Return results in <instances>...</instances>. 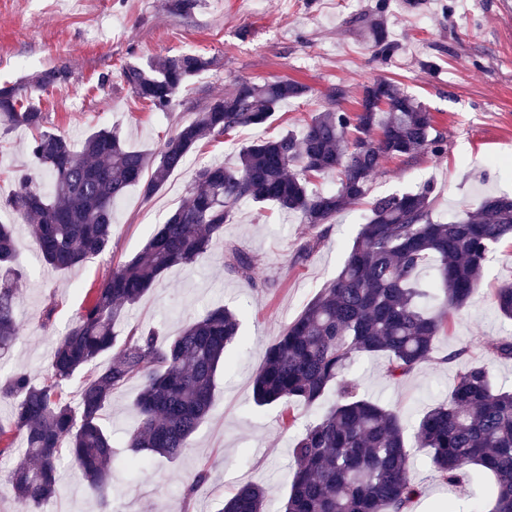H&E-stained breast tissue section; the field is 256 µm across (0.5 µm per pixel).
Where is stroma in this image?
<instances>
[{"label": "stroma", "mask_w": 512, "mask_h": 512, "mask_svg": "<svg viewBox=\"0 0 512 512\" xmlns=\"http://www.w3.org/2000/svg\"><path fill=\"white\" fill-rule=\"evenodd\" d=\"M503 0H197L190 11L170 12L168 0H0V83H14L52 67L67 66L68 79L33 95L49 129L81 142L100 128H118L127 144L157 150L178 123L192 118L211 97L239 79L263 83L292 79L308 93L288 101L264 124L242 127L217 140L201 141L185 165L174 171L151 198L129 189L113 209L112 245L71 271L46 267L30 234L29 222L9 211L17 258L23 269L16 317L22 334L0 359V378L27 371L36 381L48 374L56 340L86 306L89 292L118 262L130 259L149 234L187 196L195 171L206 164L233 165L239 150L257 139L300 130L330 105V88L345 87L339 110L357 111L365 85L379 77L397 81L433 113L444 140L441 153L422 152L385 160L367 199L336 214L314 232L297 216L274 206L241 204L223 240L193 268L174 267L115 327L161 323L176 335L184 321L225 305L241 318V336L227 353L213 407L192 448L169 461L150 458L141 472L124 453L112 465L113 492L92 494L69 457L57 464L59 491L34 512H219L242 481L271 491L268 512H280L288 497L289 450L316 419L301 405L256 406L252 379L268 346L339 273L347 248L369 214L370 199L412 192L430 184L434 217L445 219L483 194L512 195V16ZM383 10L395 46L387 59L372 57L362 37L364 19ZM195 52L218 57L219 68L201 73L179 94L172 111L158 112L128 91L126 64ZM110 83H102V76ZM81 102L68 105L70 96ZM32 134L24 128L0 133V199L19 189L18 176L32 170L27 152ZM319 245L305 259L302 246ZM252 257L253 280L230 268L233 252ZM512 282V242L499 244L486 264L479 290L437 337V356L398 382L385 375L384 358L364 356L351 368L362 393L396 408L405 424L447 401L457 370L469 362L486 365L496 380L512 387V361L492 356L490 340L512 337V321L498 312L493 293ZM462 351L460 362L448 353ZM138 381L112 395L105 422L115 442L131 427ZM411 469L423 488L413 512H471L482 496L443 483L429 452L412 448ZM203 473L194 494L184 479Z\"/></svg>", "instance_id": "1"}]
</instances>
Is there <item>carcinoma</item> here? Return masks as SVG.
I'll use <instances>...</instances> for the list:
<instances>
[{
    "label": "carcinoma",
    "instance_id": "obj_1",
    "mask_svg": "<svg viewBox=\"0 0 512 512\" xmlns=\"http://www.w3.org/2000/svg\"><path fill=\"white\" fill-rule=\"evenodd\" d=\"M366 49L387 57L394 49L380 15L366 19ZM217 58L183 53L123 69L133 95L160 112L171 111L179 90ZM68 78L66 68L0 85V131L34 132V169L50 180L34 185L30 172L0 210L30 219L46 265L71 270L110 247L112 209L131 187L150 198L206 138L265 123L279 106L309 92L293 80L235 82L195 117L177 126L156 152L127 146L118 129L89 134L81 147L45 128L31 94ZM442 152L432 113L395 82L379 78L363 89L355 112L328 108L275 140L243 147L231 167L199 168L188 197L151 233L135 256L117 264L90 302L58 339L50 372L40 383L26 372L0 382L14 398L15 435L27 459L9 483L22 512L56 496V466L63 438L88 487L101 499L112 491V433L103 423L112 393L134 379L137 420L126 434L128 463L183 455L208 415L225 353L239 335L237 314L225 306L188 320L165 337L160 325L136 326L118 338L116 323L167 270L191 266L224 237L243 202L272 204L297 214L311 228L365 197L388 158ZM334 172L337 188L316 191L307 177ZM431 189L375 199L336 278L327 283L268 347L253 381L262 407L301 404L321 409L291 448L294 469L284 512H409L422 493L410 468L400 413L359 394L348 370L363 355L386 358V374L400 380L433 359L435 340L453 314L479 289L489 254L512 238V197H484L444 222L433 217ZM435 278L424 282L428 267ZM230 268L247 280L254 264L242 254ZM13 229L0 224V354L21 333L16 320L18 281ZM494 303L512 318V284L496 289ZM487 348L512 360V338ZM84 375L72 404L64 385ZM334 391L336 399L324 404ZM414 440L429 450L447 483L486 484L475 512H512V389L498 387L489 369H460L448 401L416 423ZM267 491L241 482L219 512H266Z\"/></svg>",
    "mask_w": 512,
    "mask_h": 512
}]
</instances>
